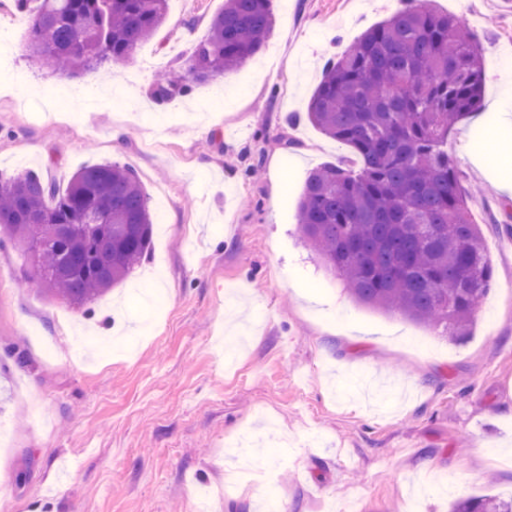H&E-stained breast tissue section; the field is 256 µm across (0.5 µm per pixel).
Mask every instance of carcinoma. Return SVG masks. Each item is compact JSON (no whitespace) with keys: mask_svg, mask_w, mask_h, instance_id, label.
Instances as JSON below:
<instances>
[{"mask_svg":"<svg viewBox=\"0 0 512 512\" xmlns=\"http://www.w3.org/2000/svg\"><path fill=\"white\" fill-rule=\"evenodd\" d=\"M407 2L323 69L308 121L353 158L310 172L297 224L358 303L456 340L492 281L471 194L445 149L452 126L481 108L483 47L432 0ZM167 9L168 0H40L30 57L71 76L125 62ZM273 24V0H224L186 61L191 82L222 80L254 60ZM188 90L167 78L152 95L164 103ZM151 235L147 198L126 167L83 168L63 192L33 172L0 180V237L37 248L41 293L73 307L121 284ZM451 512H512V500L458 499Z\"/></svg>","mask_w":512,"mask_h":512,"instance_id":"1","label":"carcinoma"}]
</instances>
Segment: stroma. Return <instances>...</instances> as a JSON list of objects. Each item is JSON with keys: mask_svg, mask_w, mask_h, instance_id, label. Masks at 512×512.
I'll list each match as a JSON object with an SVG mask.
<instances>
[{"mask_svg": "<svg viewBox=\"0 0 512 512\" xmlns=\"http://www.w3.org/2000/svg\"><path fill=\"white\" fill-rule=\"evenodd\" d=\"M485 50L512 59L505 0H433ZM39 0H0V175L65 190L90 165L140 180L158 231L141 265L76 309L43 296L22 251L0 246V512H449L512 497V66L484 63L485 128L448 151L483 231L492 289L461 341L357 304L307 248L297 202L309 172L351 155L307 103L324 63L400 0H274L262 53L203 110L194 86L166 104L157 77L184 61L224 0H169L133 58L68 76L29 61ZM159 288L156 316L129 304ZM451 507V512H512V500L485 495L458 499Z\"/></svg>", "mask_w": 512, "mask_h": 512, "instance_id": "obj_1", "label": "stroma"}]
</instances>
